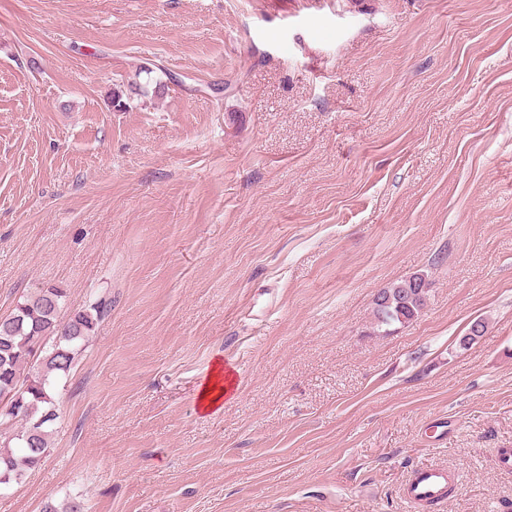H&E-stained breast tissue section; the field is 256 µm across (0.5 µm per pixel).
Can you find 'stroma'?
<instances>
[{
	"mask_svg": "<svg viewBox=\"0 0 512 512\" xmlns=\"http://www.w3.org/2000/svg\"><path fill=\"white\" fill-rule=\"evenodd\" d=\"M49 284L111 310L0 512H512V0H0V316ZM426 296L425 288L407 278L383 288L374 299L373 320L377 330L386 331L393 325H402L416 318L425 308ZM230 370L225 371L224 363L217 360L201 386L198 406L203 412H210L220 407L225 397L232 394L235 387ZM450 481H453V476L445 467L427 466L414 471L407 493L410 509L415 510L425 502L441 505Z\"/></svg>",
	"mask_w": 512,
	"mask_h": 512,
	"instance_id": "stroma-1",
	"label": "stroma"
}]
</instances>
